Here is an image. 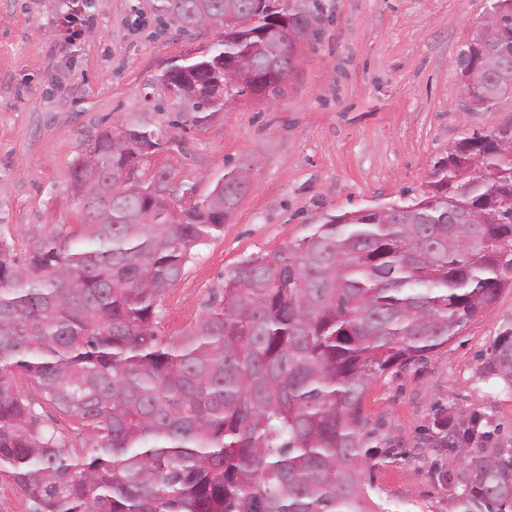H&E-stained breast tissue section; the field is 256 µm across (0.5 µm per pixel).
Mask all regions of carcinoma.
Segmentation results:
<instances>
[{"label": "carcinoma", "instance_id": "obj_1", "mask_svg": "<svg viewBox=\"0 0 512 512\" xmlns=\"http://www.w3.org/2000/svg\"><path fill=\"white\" fill-rule=\"evenodd\" d=\"M252 25L173 63L204 77L252 63L291 69L295 49L260 33L265 0H158L160 21L183 32L230 9ZM512 28V0H491ZM293 16L323 14L293 0ZM479 84L512 93V37L493 39ZM265 89L210 87L181 112L196 127L225 100ZM163 132L145 115L104 129L73 161L94 178L82 198L84 233L35 232L24 256L0 240V481L31 512H375L364 478L362 400L382 375L447 344L502 288L498 249L512 245V147L493 132L435 163L432 194L348 221L327 216L273 256L224 273V293L177 339L159 334L156 301L191 250L224 228L246 176L217 196L174 207L172 178L116 185ZM37 381L60 410L99 433L82 459L42 428L14 378ZM457 512H512V457L468 458Z\"/></svg>", "mask_w": 512, "mask_h": 512}]
</instances>
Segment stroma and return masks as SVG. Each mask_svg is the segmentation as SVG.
<instances>
[{"mask_svg":"<svg viewBox=\"0 0 512 512\" xmlns=\"http://www.w3.org/2000/svg\"><path fill=\"white\" fill-rule=\"evenodd\" d=\"M70 3L0 0V239L22 255L32 232L82 233L74 158L98 131L148 113L167 143L136 177L167 171L201 202L225 173L247 174L223 230L157 301L166 337L221 297L225 271L241 260L280 252L326 216L420 197L465 131L512 121L507 99L493 112L457 109L455 58L487 0H322L328 21L298 48L277 96L241 97L200 128L179 117L158 76L217 31L181 34L160 23L156 0H89L68 43L56 31ZM15 386L71 454L95 446L96 431L33 379ZM363 411L374 500L385 512H452L464 467L448 452L449 428L480 421L492 436L471 444V456H512V284L447 344L378 378Z\"/></svg>","mask_w":512,"mask_h":512,"instance_id":"35a3bbf8","label":"stroma"}]
</instances>
